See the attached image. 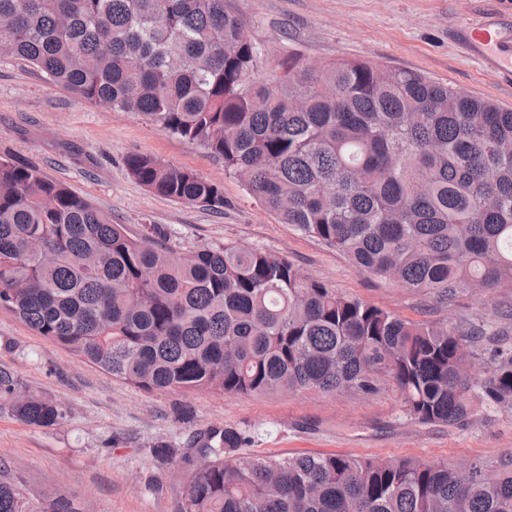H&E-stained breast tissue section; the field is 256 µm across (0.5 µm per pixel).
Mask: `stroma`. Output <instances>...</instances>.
<instances>
[{
    "instance_id": "stroma-1",
    "label": "stroma",
    "mask_w": 512,
    "mask_h": 512,
    "mask_svg": "<svg viewBox=\"0 0 512 512\" xmlns=\"http://www.w3.org/2000/svg\"><path fill=\"white\" fill-rule=\"evenodd\" d=\"M270 57L293 52L322 64L337 58L414 70L512 110V76L468 51L465 28L492 18L512 33V0H230ZM140 151L194 170L220 184L224 210L214 213L161 198L125 167ZM0 154L40 168L133 236L151 226L163 244L186 252L233 242L286 256L337 293L411 320L424 319L426 300L394 283L368 277L340 254L281 223L203 148L163 133L145 116L92 104L46 82L22 61L0 58ZM0 365L27 387L62 403L61 425L32 428L0 414V460L38 493L57 486L83 512H181V477L152 454L163 442L182 448L195 431L250 429L247 457L336 452L367 458L495 463L512 457V413L457 426L407 417L390 382L364 398L335 394L234 396L207 391L146 392L79 360L0 310ZM189 403L193 424L177 423L173 408Z\"/></svg>"
}]
</instances>
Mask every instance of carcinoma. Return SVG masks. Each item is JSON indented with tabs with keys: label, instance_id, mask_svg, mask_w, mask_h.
Wrapping results in <instances>:
<instances>
[{
	"label": "carcinoma",
	"instance_id": "carcinoma-1",
	"mask_svg": "<svg viewBox=\"0 0 512 512\" xmlns=\"http://www.w3.org/2000/svg\"><path fill=\"white\" fill-rule=\"evenodd\" d=\"M228 0H0V58L93 104L146 116L203 147L299 233L360 273L453 309L512 291V110L406 69L317 67L239 37ZM129 174L185 206L224 210L220 184L132 152ZM0 309L147 392L377 394L460 425L512 412V345L479 324L402 318L226 242L187 253L124 225L36 166L0 155ZM0 413L61 424L66 410L0 367ZM246 429L199 432L155 455L184 477L181 512H512V457L453 463L336 453L239 455ZM0 512H81L58 488L0 480Z\"/></svg>",
	"mask_w": 512,
	"mask_h": 512
}]
</instances>
